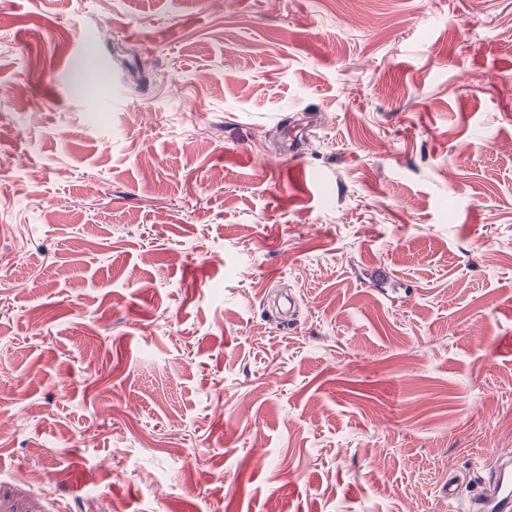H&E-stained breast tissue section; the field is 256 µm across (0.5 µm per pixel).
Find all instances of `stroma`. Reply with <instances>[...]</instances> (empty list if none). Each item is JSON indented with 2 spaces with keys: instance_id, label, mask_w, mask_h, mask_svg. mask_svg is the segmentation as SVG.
<instances>
[{
  "instance_id": "35a3bbf8",
  "label": "stroma",
  "mask_w": 512,
  "mask_h": 512,
  "mask_svg": "<svg viewBox=\"0 0 512 512\" xmlns=\"http://www.w3.org/2000/svg\"><path fill=\"white\" fill-rule=\"evenodd\" d=\"M1 381L0 512L467 502L512 454V0H0Z\"/></svg>"
}]
</instances>
